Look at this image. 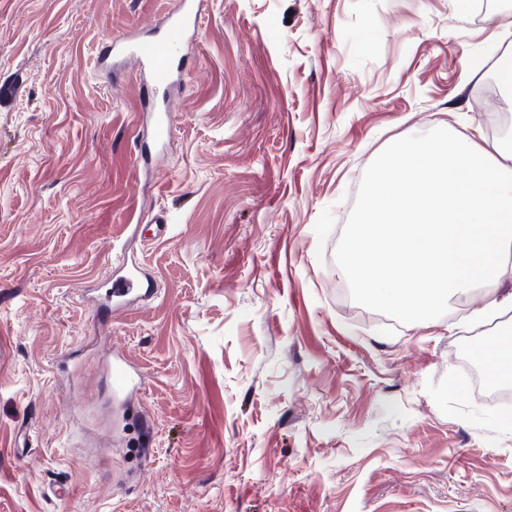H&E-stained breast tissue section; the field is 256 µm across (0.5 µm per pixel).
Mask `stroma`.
I'll use <instances>...</instances> for the list:
<instances>
[{"instance_id":"obj_1","label":"stroma","mask_w":512,"mask_h":512,"mask_svg":"<svg viewBox=\"0 0 512 512\" xmlns=\"http://www.w3.org/2000/svg\"><path fill=\"white\" fill-rule=\"evenodd\" d=\"M175 2L0 0V512H512V385L472 352L512 281L401 325L334 261L389 143L512 129V0H204L142 165L137 67L95 52ZM160 205L172 234L131 238ZM124 243L162 292L102 323L77 294ZM116 345L144 375L123 417ZM495 79L501 89L512 95V52L501 53L496 60Z\"/></svg>"}]
</instances>
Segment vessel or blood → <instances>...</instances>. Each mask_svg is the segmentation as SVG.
Instances as JSON below:
<instances>
[{"label":"vessel or blood","instance_id":"vessel-or-blood-1","mask_svg":"<svg viewBox=\"0 0 512 512\" xmlns=\"http://www.w3.org/2000/svg\"><path fill=\"white\" fill-rule=\"evenodd\" d=\"M201 21L199 0H179L177 8L168 14L159 33L142 39L119 34L111 37L102 47V56L111 60L113 69H120L129 57L136 58L141 68L146 88L142 109L150 114V130L147 138L139 139L135 146L132 154L135 162L150 163L153 149L165 146L170 137L167 106L157 101L156 93L181 87L186 69L184 50L198 32ZM174 222L172 211L162 208L151 213L140 230L158 236L169 232ZM104 288L105 295L100 306L106 313L150 303L157 295L154 277L127 250L114 265ZM110 370L113 396L127 400L139 391L143 382L142 374L123 354H113Z\"/></svg>","mask_w":512,"mask_h":512}]
</instances>
